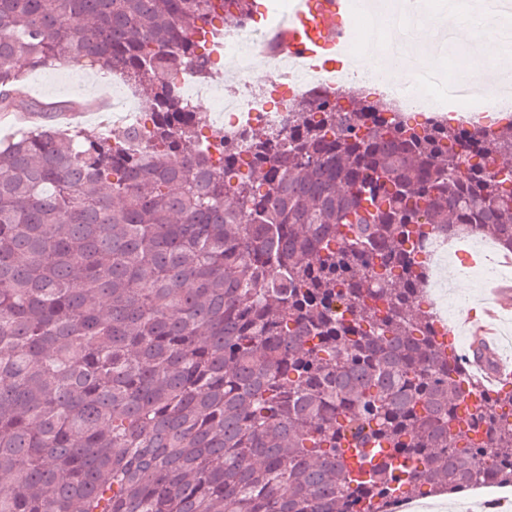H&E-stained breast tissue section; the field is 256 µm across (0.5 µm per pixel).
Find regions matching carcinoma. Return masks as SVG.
<instances>
[{
	"label": "carcinoma",
	"mask_w": 512,
	"mask_h": 512,
	"mask_svg": "<svg viewBox=\"0 0 512 512\" xmlns=\"http://www.w3.org/2000/svg\"><path fill=\"white\" fill-rule=\"evenodd\" d=\"M251 0H0V112L29 68L121 72L129 134L0 146V512H380L485 468L512 481V388L464 387L416 239L512 246V119L417 128L350 93L251 158L176 83Z\"/></svg>",
	"instance_id": "obj_1"
}]
</instances>
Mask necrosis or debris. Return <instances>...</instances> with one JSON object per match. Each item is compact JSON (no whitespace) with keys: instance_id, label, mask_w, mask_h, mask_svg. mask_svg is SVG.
<instances>
[{"instance_id":"obj_1","label":"necrosis or debris","mask_w":512,"mask_h":512,"mask_svg":"<svg viewBox=\"0 0 512 512\" xmlns=\"http://www.w3.org/2000/svg\"><path fill=\"white\" fill-rule=\"evenodd\" d=\"M438 7L453 13L461 24L478 33L485 23H492L499 52L512 54V0H438ZM354 12L359 27L372 28L381 56H411L405 80L392 81L382 66L355 64L358 51L353 45L345 52L346 63L333 68L300 71L286 67L276 56L258 48L256 30L249 22L240 20L225 28L222 37L225 59L237 64L233 86L202 84L196 71L185 67L178 74L180 91L192 106H206L210 129L222 132L225 143L244 158L251 154V134L255 130L288 134V114L303 97L332 102L351 92L365 93L384 103L390 115L399 117L424 114L433 119L450 111L457 126L468 132L499 116L512 114V96L501 91L503 76L491 67L473 66L472 46L456 43L453 32L440 27L436 30L440 56L458 63L454 78L482 88L479 98L449 101L445 89L431 77L429 62L414 38L428 16L418 0H381L380 9L374 12L367 11L362 0H355ZM257 63L266 72L260 84L253 77V66ZM275 88L283 92L276 104L271 101ZM476 493L484 496L493 512H512L511 482L482 471L455 491L460 498Z\"/></svg>"}]
</instances>
